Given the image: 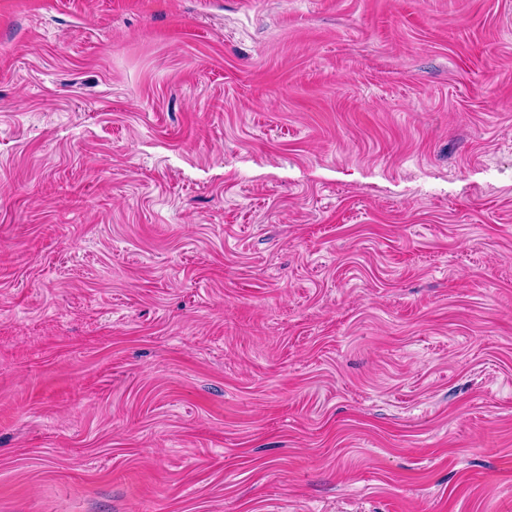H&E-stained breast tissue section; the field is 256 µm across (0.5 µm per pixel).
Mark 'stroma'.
I'll return each mask as SVG.
<instances>
[{"label":"stroma","instance_id":"obj_1","mask_svg":"<svg viewBox=\"0 0 512 512\" xmlns=\"http://www.w3.org/2000/svg\"><path fill=\"white\" fill-rule=\"evenodd\" d=\"M0 512H512V0H0Z\"/></svg>","mask_w":512,"mask_h":512}]
</instances>
